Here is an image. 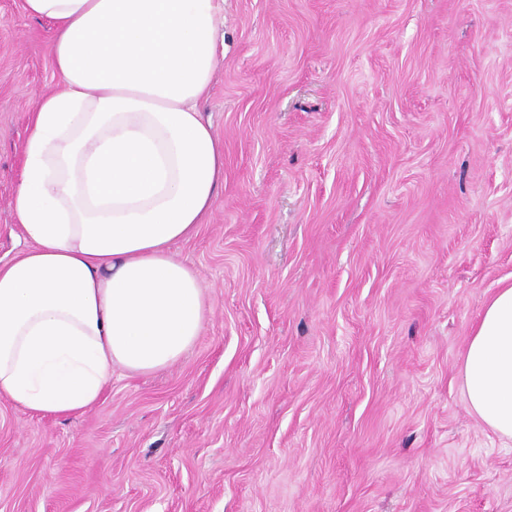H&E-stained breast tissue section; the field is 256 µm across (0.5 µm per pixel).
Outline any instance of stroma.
I'll use <instances>...</instances> for the list:
<instances>
[{"label":"stroma","mask_w":512,"mask_h":512,"mask_svg":"<svg viewBox=\"0 0 512 512\" xmlns=\"http://www.w3.org/2000/svg\"><path fill=\"white\" fill-rule=\"evenodd\" d=\"M209 312L85 412L0 398V512H512L464 348L512 283V0H224ZM47 21L0 0V258Z\"/></svg>","instance_id":"obj_1"}]
</instances>
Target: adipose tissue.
<instances>
[{
    "instance_id": "adipose-tissue-1",
    "label": "adipose tissue",
    "mask_w": 512,
    "mask_h": 512,
    "mask_svg": "<svg viewBox=\"0 0 512 512\" xmlns=\"http://www.w3.org/2000/svg\"><path fill=\"white\" fill-rule=\"evenodd\" d=\"M47 20L58 82L24 144L13 214L29 250L0 262V397L64 417L113 369L150 374L197 340V273L171 253L224 184V145L198 109L224 36V0H24ZM470 412L512 441V284L465 349Z\"/></svg>"
}]
</instances>
